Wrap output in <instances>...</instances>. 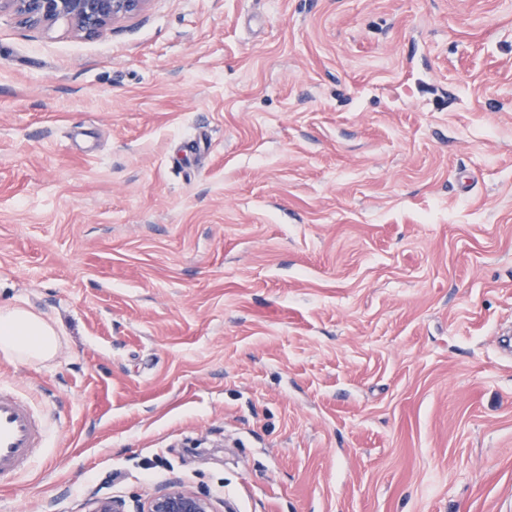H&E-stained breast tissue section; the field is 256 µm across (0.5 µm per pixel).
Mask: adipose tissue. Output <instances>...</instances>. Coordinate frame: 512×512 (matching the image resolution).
I'll use <instances>...</instances> for the list:
<instances>
[{
    "label": "adipose tissue",
    "instance_id": "ef3b65f1",
    "mask_svg": "<svg viewBox=\"0 0 512 512\" xmlns=\"http://www.w3.org/2000/svg\"><path fill=\"white\" fill-rule=\"evenodd\" d=\"M60 338L53 324L22 306L0 309V352L24 362L46 363Z\"/></svg>",
    "mask_w": 512,
    "mask_h": 512
}]
</instances>
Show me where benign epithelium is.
Instances as JSON below:
<instances>
[{
    "label": "benign epithelium",
    "mask_w": 512,
    "mask_h": 512,
    "mask_svg": "<svg viewBox=\"0 0 512 512\" xmlns=\"http://www.w3.org/2000/svg\"><path fill=\"white\" fill-rule=\"evenodd\" d=\"M150 0H0V12L9 11L31 25L63 19L83 36H100L112 23L143 12ZM87 512H126V503L112 497H94ZM135 512H218L215 500L183 484H170Z\"/></svg>",
    "instance_id": "7a95c632"
}]
</instances>
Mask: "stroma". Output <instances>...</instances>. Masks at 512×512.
<instances>
[{"mask_svg": "<svg viewBox=\"0 0 512 512\" xmlns=\"http://www.w3.org/2000/svg\"><path fill=\"white\" fill-rule=\"evenodd\" d=\"M0 355L51 421L0 512H512V0L0 14ZM59 341L55 326L30 309H0V351L6 356L46 363L55 357ZM134 507L135 512H218L212 497L176 483Z\"/></svg>", "mask_w": 512, "mask_h": 512, "instance_id": "35a3bbf8", "label": "stroma"}]
</instances>
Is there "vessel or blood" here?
<instances>
[{
	"label": "vessel or blood",
	"mask_w": 512,
	"mask_h": 512,
	"mask_svg": "<svg viewBox=\"0 0 512 512\" xmlns=\"http://www.w3.org/2000/svg\"><path fill=\"white\" fill-rule=\"evenodd\" d=\"M46 445V427L34 402L0 385V482L27 473Z\"/></svg>",
	"instance_id": "vessel-or-blood-1"
}]
</instances>
